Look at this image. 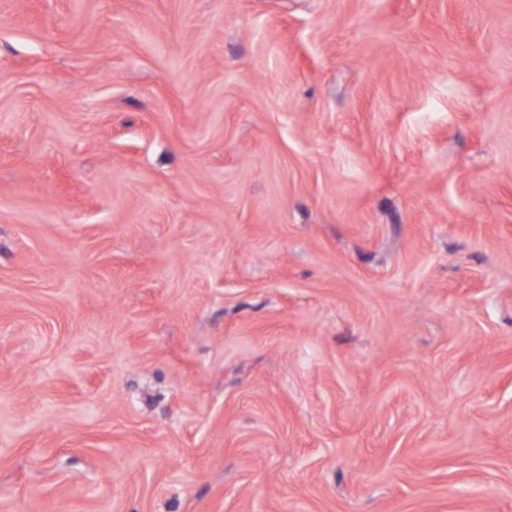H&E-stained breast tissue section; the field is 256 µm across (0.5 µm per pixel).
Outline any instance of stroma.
I'll return each mask as SVG.
<instances>
[{"mask_svg": "<svg viewBox=\"0 0 512 512\" xmlns=\"http://www.w3.org/2000/svg\"><path fill=\"white\" fill-rule=\"evenodd\" d=\"M0 512H512V0H0Z\"/></svg>", "mask_w": 512, "mask_h": 512, "instance_id": "1", "label": "stroma"}]
</instances>
